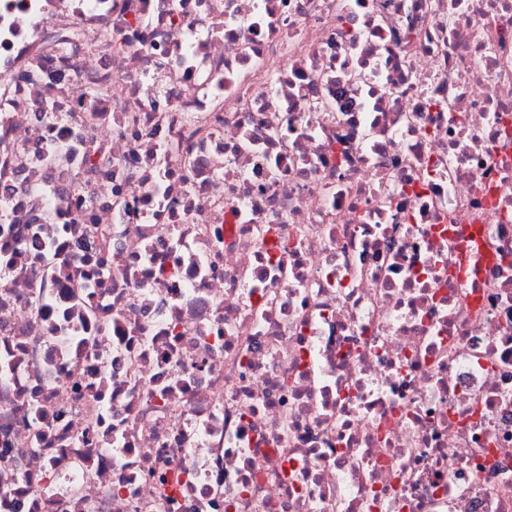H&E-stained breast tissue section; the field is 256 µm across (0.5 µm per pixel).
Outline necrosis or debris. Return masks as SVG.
<instances>
[{"instance_id": "obj_1", "label": "necrosis or debris", "mask_w": 512, "mask_h": 512, "mask_svg": "<svg viewBox=\"0 0 512 512\" xmlns=\"http://www.w3.org/2000/svg\"><path fill=\"white\" fill-rule=\"evenodd\" d=\"M0 512H512V0H0Z\"/></svg>"}]
</instances>
